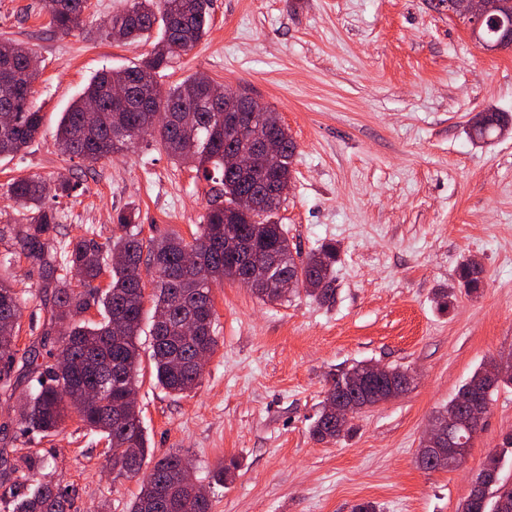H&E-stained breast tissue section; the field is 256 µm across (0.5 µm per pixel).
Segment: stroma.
Returning <instances> with one entry per match:
<instances>
[{
	"instance_id": "obj_1",
	"label": "stroma",
	"mask_w": 512,
	"mask_h": 512,
	"mask_svg": "<svg viewBox=\"0 0 512 512\" xmlns=\"http://www.w3.org/2000/svg\"><path fill=\"white\" fill-rule=\"evenodd\" d=\"M70 36L53 32L40 0H0V36L40 61L33 91L41 135L0 160V228L23 216L12 179L79 182L54 199L62 232L112 236L115 211L133 207L143 239L192 240L211 188L151 140L95 165L63 156L61 115L97 72L131 65L152 42L99 36L129 0H90ZM201 71L278 113L297 144L290 191L275 219L291 247L340 250L335 298L264 303L237 282L213 290L218 347L189 396L151 374L141 334L138 406L154 455L184 450L197 480L234 463L213 487V512H458L486 459L512 432V386L493 395L462 465L427 471L417 450L434 411L473 371L512 353V134L469 136L479 112L512 114V51H486L443 0H212L207 37L162 82ZM484 267L478 294L458 291L469 257ZM439 288L455 289L447 309ZM358 361L415 372L411 388L356 415L354 432L314 441L309 427L333 373ZM37 476L66 492L68 512H127L142 477H114L107 446L78 420L54 436L25 432L15 400L0 397V469L28 452Z\"/></svg>"
}]
</instances>
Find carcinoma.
Returning a JSON list of instances; mask_svg holds the SVG:
<instances>
[{"label": "carcinoma", "mask_w": 512, "mask_h": 512, "mask_svg": "<svg viewBox=\"0 0 512 512\" xmlns=\"http://www.w3.org/2000/svg\"><path fill=\"white\" fill-rule=\"evenodd\" d=\"M212 0H133L125 11L112 15L108 36L133 44L150 38L153 28L161 29L150 53L137 63L95 75L63 112L57 127L62 153L93 166L124 151L140 140L138 128L148 113L112 101V85L128 87L132 102L160 86L159 79L172 61L192 49L207 33ZM89 0H41V9L53 31L68 36L81 29ZM488 50H512L507 30L482 27L477 35ZM31 54L21 43L0 41V159L27 147L41 132L43 114L33 100L37 70L29 66ZM211 78L196 72L173 85L157 103L166 110L174 101L185 108L164 117L148 133L150 139L179 165H190L207 181L218 185L209 200L204 224L192 241L175 234L144 241L135 231L136 209L118 211L113 221L121 234L101 243L95 230L71 240L61 238L60 216L46 205L48 194L69 197L76 185L69 179L53 184L39 175L24 176L9 186V196L25 213L26 223L14 230L11 248L0 253V268L25 259L37 266L39 294L50 317L43 324L41 343L52 336L57 350L44 352L35 345L17 348L18 320L28 291L0 278V395L17 398L19 422L24 430L49 436L61 429L74 413L82 425L103 435L107 441L106 462L119 476L135 477L149 452L140 409L126 400L136 389L140 359V336L145 302L142 268L153 270L152 292L153 375L156 384L176 396H187L197 388L203 367L196 363L199 351L213 355L218 341L214 329L212 289L226 277V267L245 265L253 259L266 266L268 286L256 293L263 302L286 298L277 283L297 276L307 296L327 302L334 294L333 274L339 249L322 242L306 255L292 250L288 231L273 220L281 201L271 202L265 214H248L236 208L237 201L255 194L261 186L292 179L297 145L284 127L256 122L240 131L227 132L220 113L213 111L205 91ZM99 103L87 116L86 103ZM503 112H479L470 120V136L486 143L508 130ZM270 133L282 142L276 164H257L249 175L230 166L233 153L252 137ZM195 249L197 262L191 271L182 266L184 252ZM107 277L106 286L97 284ZM458 283L466 294L483 287V266L473 258L458 269ZM96 311L101 319L87 318ZM199 317L196 329L188 333L183 322L188 313ZM27 371V387L17 391L12 378L14 365ZM356 362L331 377L324 402L346 397L359 409L376 406L379 394L396 382L403 369L389 367L388 375L350 388V375L364 370ZM490 363L479 366L448 403L434 416L455 415L459 422L454 437L455 466H461L473 440L467 402L483 392L486 399L502 386H512V372L490 377ZM353 428H338L320 412L310 428L318 442L335 441ZM36 460L14 465L11 476L0 482V512H66L64 494L49 482L34 479ZM192 467L188 453L175 450L161 455L152 467L128 512H211L210 496L191 493L182 487L179 474ZM501 462L489 455L476 476L460 512H499L502 497H512V484L500 478ZM25 488L19 494L17 488Z\"/></svg>", "instance_id": "1"}]
</instances>
